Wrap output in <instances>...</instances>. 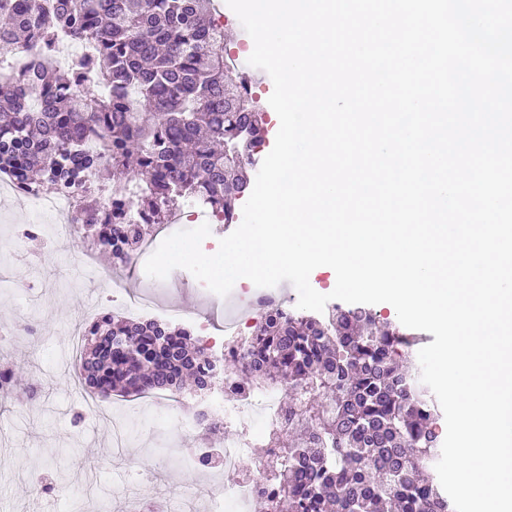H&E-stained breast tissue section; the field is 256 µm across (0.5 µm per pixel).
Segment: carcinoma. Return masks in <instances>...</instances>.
Instances as JSON below:
<instances>
[{
  "label": "carcinoma",
  "instance_id": "carcinoma-1",
  "mask_svg": "<svg viewBox=\"0 0 512 512\" xmlns=\"http://www.w3.org/2000/svg\"><path fill=\"white\" fill-rule=\"evenodd\" d=\"M214 0H0V63L18 48L66 29L95 46L88 64L17 72L0 88V173L25 182L38 172L48 187L86 185L102 168L124 187L130 166L145 175L134 207L162 224L180 198H194L233 223L248 184L239 175L263 141V112L232 87L224 27ZM37 90L45 112L24 111L22 88ZM86 137L102 152L83 151ZM76 223L92 231L112 266L133 262L147 227L124 211L101 215L92 196ZM81 379L90 392L117 394L212 388L224 376L190 330L105 313L85 329ZM399 327L376 314L336 307L316 317L285 308L260 322L244 358L250 384L288 381V430L270 433L281 456L263 477L281 486L289 512H455L438 475L424 476L441 454L439 408L401 368L411 350Z\"/></svg>",
  "mask_w": 512,
  "mask_h": 512
}]
</instances>
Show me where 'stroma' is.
<instances>
[{"label":"stroma","mask_w":512,"mask_h":512,"mask_svg":"<svg viewBox=\"0 0 512 512\" xmlns=\"http://www.w3.org/2000/svg\"><path fill=\"white\" fill-rule=\"evenodd\" d=\"M253 48L246 34L224 39L225 53L235 58L236 74L251 76L252 96L265 102L274 85L265 71L248 64ZM36 220L24 201L0 199V259L11 270L13 286L12 292H0V321L27 315L36 328L34 335L16 337L0 348V362L18 367L14 392L0 405V512H103L105 500L112 497L113 477L131 470L154 473L148 498L166 499L185 478L170 447H198L199 436H175L163 426H152L132 402L124 414L132 441L126 450L114 451L112 403L103 401L99 414L87 412L90 393L79 382L84 350L71 346L70 330L84 301L100 291L91 276L80 275L73 266L75 254L90 242L17 240L16 228ZM160 285L178 300L183 327L197 330V319L206 308L194 277L185 271L180 279L169 277ZM64 448L78 449L79 454L62 457ZM32 474L70 487L73 497L37 496L28 480Z\"/></svg>","instance_id":"35a3bbf8"}]
</instances>
